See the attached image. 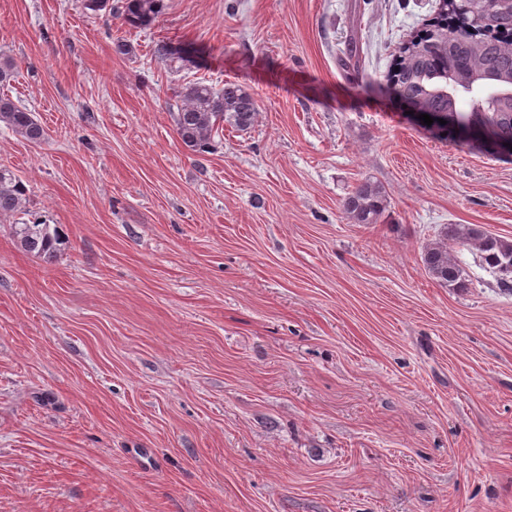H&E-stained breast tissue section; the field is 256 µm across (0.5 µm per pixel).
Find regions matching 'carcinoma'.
I'll return each instance as SVG.
<instances>
[{"label":"carcinoma","mask_w":512,"mask_h":512,"mask_svg":"<svg viewBox=\"0 0 512 512\" xmlns=\"http://www.w3.org/2000/svg\"><path fill=\"white\" fill-rule=\"evenodd\" d=\"M454 10L424 29L400 54L387 74V89L414 99L425 110L449 117L448 137L455 139V128L475 127L471 139L494 144L512 139V112L499 107L488 95L484 111L460 109L467 94L451 97L440 87L445 75L472 77L490 74L512 79V5L502 0H484L475 16L471 0H453ZM86 8L97 12L109 9L130 29H144L161 13L162 0H86ZM152 55L175 63L182 53L159 41ZM176 133L182 144L194 153H207L214 147V135L227 124L237 131L250 129L256 119L254 97L238 83L226 82L217 89L202 81L172 89L167 98ZM0 123L32 144L45 139V130L32 112L11 98L0 96ZM26 187L17 175L0 167V217H14L24 212ZM388 207L382 187L373 180L357 184L343 202V212L353 224H377ZM13 234L23 251L51 258L57 251L58 237L47 224L37 221L13 225ZM455 242L478 255L501 286H512V240L491 235L478 224H444L435 238L425 244L422 263L425 271L446 288L468 287L463 268L449 249Z\"/></svg>","instance_id":"1"}]
</instances>
